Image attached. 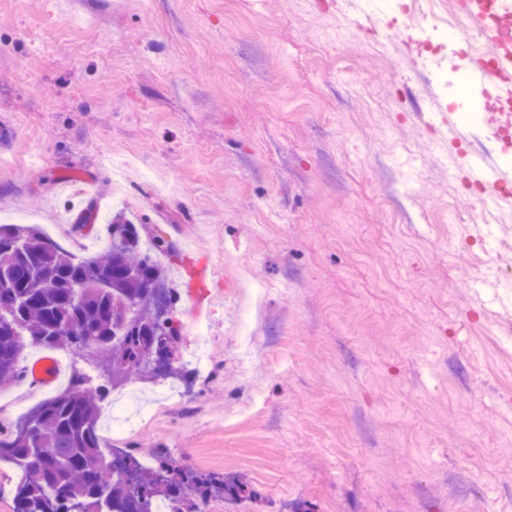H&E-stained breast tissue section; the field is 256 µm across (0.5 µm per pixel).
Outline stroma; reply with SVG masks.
Instances as JSON below:
<instances>
[{
    "label": "stroma",
    "mask_w": 512,
    "mask_h": 512,
    "mask_svg": "<svg viewBox=\"0 0 512 512\" xmlns=\"http://www.w3.org/2000/svg\"><path fill=\"white\" fill-rule=\"evenodd\" d=\"M355 0H0V225L96 238L126 216L180 300L175 360L208 323V378L113 382L150 423L117 440L173 477H234L220 512H512V302L476 285L512 256V198L466 201L475 151L512 169L494 84L445 91L491 43L431 54ZM103 202L78 227L85 180ZM489 224L490 253L460 232ZM68 385L0 388L32 410Z\"/></svg>",
    "instance_id": "stroma-1"
}]
</instances>
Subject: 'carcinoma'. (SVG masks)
<instances>
[{
    "instance_id": "carcinoma-1",
    "label": "carcinoma",
    "mask_w": 512,
    "mask_h": 512,
    "mask_svg": "<svg viewBox=\"0 0 512 512\" xmlns=\"http://www.w3.org/2000/svg\"><path fill=\"white\" fill-rule=\"evenodd\" d=\"M176 301L135 224L112 225V247L82 262L23 225H0V386L21 379L19 356L28 342L81 353L93 341L112 378L157 377L179 339ZM139 303L145 312L134 317ZM101 396L77 377L15 428L0 430V449L24 473L14 512H149L158 497L255 496L215 476L172 480L140 469L129 480L123 469L88 470L103 458Z\"/></svg>"
}]
</instances>
